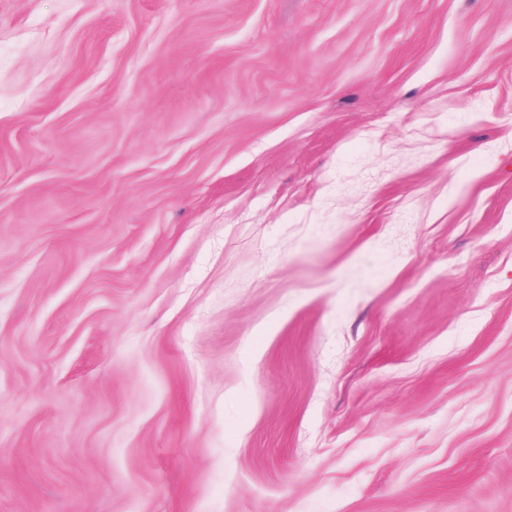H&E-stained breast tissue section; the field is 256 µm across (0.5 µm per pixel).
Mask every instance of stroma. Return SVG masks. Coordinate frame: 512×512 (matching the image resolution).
I'll return each instance as SVG.
<instances>
[{"label":"stroma","instance_id":"obj_1","mask_svg":"<svg viewBox=\"0 0 512 512\" xmlns=\"http://www.w3.org/2000/svg\"><path fill=\"white\" fill-rule=\"evenodd\" d=\"M0 512H512V0H0Z\"/></svg>","mask_w":512,"mask_h":512}]
</instances>
